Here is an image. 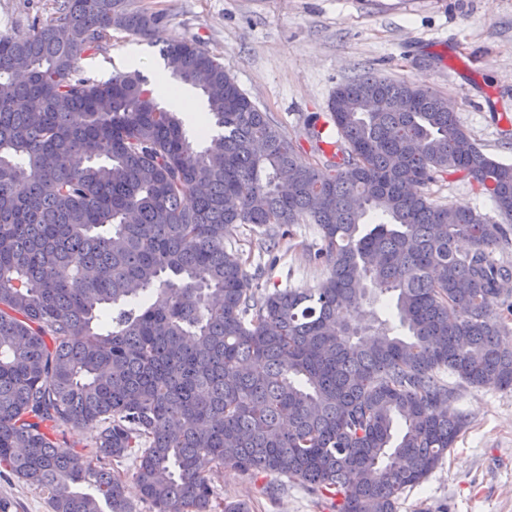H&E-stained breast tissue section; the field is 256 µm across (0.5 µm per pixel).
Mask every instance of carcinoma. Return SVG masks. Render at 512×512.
Here are the masks:
<instances>
[{
	"label": "carcinoma",
	"mask_w": 512,
	"mask_h": 512,
	"mask_svg": "<svg viewBox=\"0 0 512 512\" xmlns=\"http://www.w3.org/2000/svg\"><path fill=\"white\" fill-rule=\"evenodd\" d=\"M158 16L126 0H55L49 22L0 32V474L51 512H247L217 500L226 466L397 512L466 428L446 371L512 390V164L487 156L448 100L366 72L336 86L338 139L320 167L197 42L160 49L202 92L187 136L139 70L97 80L80 62ZM448 172L500 217L413 187ZM303 219L327 269L317 288L250 283L236 224L271 242ZM469 248L462 251L458 243ZM386 297L396 322L350 324ZM98 425L92 452L59 447Z\"/></svg>",
	"instance_id": "cac0c4a2"
}]
</instances>
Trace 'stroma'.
Masks as SVG:
<instances>
[{
	"mask_svg": "<svg viewBox=\"0 0 512 512\" xmlns=\"http://www.w3.org/2000/svg\"><path fill=\"white\" fill-rule=\"evenodd\" d=\"M158 13L155 42L115 31L105 52L82 60L88 75L108 79L125 71L130 50L139 69L156 79L167 39L200 43L262 111L297 143L299 162L313 164L309 116L326 121L336 86L369 71L442 94L463 128L491 158L512 163V0H128ZM50 0H0V31L47 22ZM429 197L496 219L490 197L466 178L448 174L429 185ZM316 225H294L266 248L257 228L238 225L230 237L259 288H314L326 277L308 266L304 248L318 247ZM448 382L470 425L421 485L407 491L397 512H512V391ZM218 497L245 502L249 512H335L333 502L266 474L224 468L213 480ZM8 512H50L36 490L0 478Z\"/></svg>",
	"mask_w": 512,
	"mask_h": 512,
	"instance_id": "35a3bbf8",
	"label": "stroma"
}]
</instances>
